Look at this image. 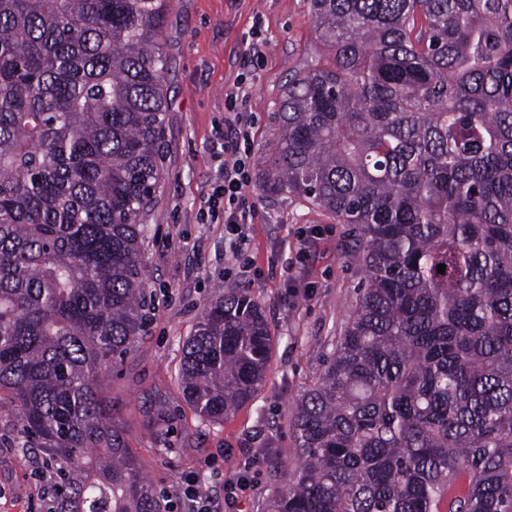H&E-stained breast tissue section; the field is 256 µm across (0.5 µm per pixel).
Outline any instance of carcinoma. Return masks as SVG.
<instances>
[{
  "label": "carcinoma",
  "mask_w": 512,
  "mask_h": 512,
  "mask_svg": "<svg viewBox=\"0 0 512 512\" xmlns=\"http://www.w3.org/2000/svg\"><path fill=\"white\" fill-rule=\"evenodd\" d=\"M168 4L0 0V441L53 469L52 512H164L103 381L142 327ZM309 8L332 62L281 87L258 184L353 225L363 282L264 512H512V0ZM271 349L228 289L180 399L224 421ZM148 426L165 445L166 399Z\"/></svg>",
  "instance_id": "obj_1"
}]
</instances>
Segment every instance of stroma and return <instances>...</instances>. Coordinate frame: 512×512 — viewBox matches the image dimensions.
<instances>
[{
	"label": "stroma",
	"instance_id": "1",
	"mask_svg": "<svg viewBox=\"0 0 512 512\" xmlns=\"http://www.w3.org/2000/svg\"><path fill=\"white\" fill-rule=\"evenodd\" d=\"M257 21L266 58L247 108L258 156L271 146L280 87L310 61L328 60L308 0H170L163 28L168 108L163 178L146 216L145 327L114 364L106 396L170 512H184L176 497L184 476L199 475L201 492L220 503L225 480L243 471L251 484L239 508L262 512L296 460L293 406L321 372L362 283L347 250L351 225L296 196H268L251 184L258 216L237 251L224 238L223 217L199 213L200 196L217 176L209 149L214 127L224 121L226 93L247 69L245 40ZM306 228L317 238L300 265L299 232ZM230 288L251 292L267 315L273 347L266 380L255 399L220 424L171 406L167 449L158 451L145 413L154 398L175 395L183 339L204 306ZM51 477L31 450L0 446V512H47Z\"/></svg>",
	"mask_w": 512,
	"mask_h": 512
}]
</instances>
